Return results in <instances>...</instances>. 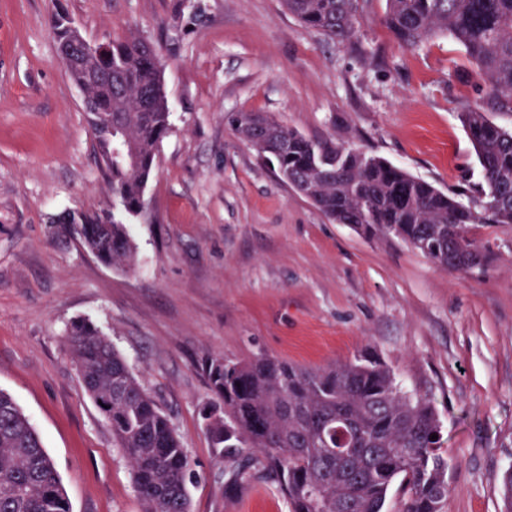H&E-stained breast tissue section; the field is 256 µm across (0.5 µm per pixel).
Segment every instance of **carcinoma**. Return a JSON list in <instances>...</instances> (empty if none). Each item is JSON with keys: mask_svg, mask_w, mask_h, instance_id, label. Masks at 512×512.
Masks as SVG:
<instances>
[{"mask_svg": "<svg viewBox=\"0 0 512 512\" xmlns=\"http://www.w3.org/2000/svg\"><path fill=\"white\" fill-rule=\"evenodd\" d=\"M299 22L331 41L351 39L362 0H282ZM68 13L50 24L58 50H73L69 79L87 90V123L96 138L112 207L129 217L144 208L157 150L170 131V110L155 45L130 34L109 42L104 59L73 48ZM385 24L414 48L437 35L460 44L487 91V106L461 113L480 170L473 194L444 191L392 163L332 140L302 135L257 112L228 117L232 129L276 162L280 179L338 224H368L397 236L433 264L460 272L464 251L489 247L479 224H512V130L491 112H512V0H386ZM112 114L120 139L101 134ZM70 230L111 267L132 270L127 223L109 209L76 208ZM66 344L90 399L129 460L142 512H190V460L158 408L112 343L77 320ZM211 400L201 417L219 454L255 450L291 512H384L395 481L405 488L401 512H444L448 460L431 402L404 393L391 370L363 355L306 369L264 357L205 365ZM437 440H431L432 435ZM0 512H72L43 442L13 397L0 391Z\"/></svg>", "mask_w": 512, "mask_h": 512, "instance_id": "carcinoma-1", "label": "carcinoma"}]
</instances>
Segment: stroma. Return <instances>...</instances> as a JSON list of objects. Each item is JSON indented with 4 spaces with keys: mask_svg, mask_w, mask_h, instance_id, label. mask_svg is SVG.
Segmentation results:
<instances>
[{
    "mask_svg": "<svg viewBox=\"0 0 512 512\" xmlns=\"http://www.w3.org/2000/svg\"><path fill=\"white\" fill-rule=\"evenodd\" d=\"M85 38L133 32L165 59L171 129L129 222L136 267L101 263L53 218L112 198L79 90L49 20ZM385 0L329 42L281 0H0V390L37 430L73 512H141L129 461L85 393L64 336L82 319L112 342L191 461L190 512H290L252 453L211 447L204 362L274 357L319 368L371 354L440 420L445 512H502L512 468V224L478 227L484 273H452L392 235L326 217L231 129L262 112L314 139L385 158L448 190L479 167L458 115L486 104L447 36L402 47Z\"/></svg>",
    "mask_w": 512,
    "mask_h": 512,
    "instance_id": "35a3bbf8",
    "label": "stroma"
}]
</instances>
